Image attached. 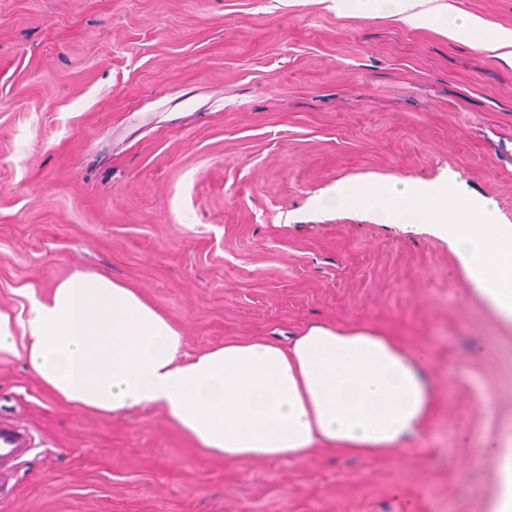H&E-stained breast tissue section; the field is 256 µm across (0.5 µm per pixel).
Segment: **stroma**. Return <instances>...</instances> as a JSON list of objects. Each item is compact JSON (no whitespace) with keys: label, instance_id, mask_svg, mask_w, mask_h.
Here are the masks:
<instances>
[{"label":"stroma","instance_id":"stroma-1","mask_svg":"<svg viewBox=\"0 0 512 512\" xmlns=\"http://www.w3.org/2000/svg\"><path fill=\"white\" fill-rule=\"evenodd\" d=\"M435 2L512 29V0ZM448 178L512 224V67L387 0H0V311L104 272L191 352L380 328L429 360L435 397L383 456L234 463L161 409H75L0 351V418L35 443L0 512H493L512 323L429 225L323 203Z\"/></svg>","mask_w":512,"mask_h":512}]
</instances>
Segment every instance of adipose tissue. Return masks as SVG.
I'll list each match as a JSON object with an SVG mask.
<instances>
[{
	"instance_id": "obj_1",
	"label": "adipose tissue",
	"mask_w": 512,
	"mask_h": 512,
	"mask_svg": "<svg viewBox=\"0 0 512 512\" xmlns=\"http://www.w3.org/2000/svg\"><path fill=\"white\" fill-rule=\"evenodd\" d=\"M392 6L410 27L503 51L512 64L511 29L425 9L421 0ZM338 196L391 223L425 219L452 246L473 293L512 322V224L497 223L491 199L456 201L449 179L366 195L346 187ZM20 337L28 368L57 398L112 416L162 408L200 448L228 461L297 462L320 445L386 454L424 431L434 400L425 359L378 328L313 324L284 346L253 339L191 353L166 317L104 273L58 282L31 298L25 316L0 312V351Z\"/></svg>"
}]
</instances>
